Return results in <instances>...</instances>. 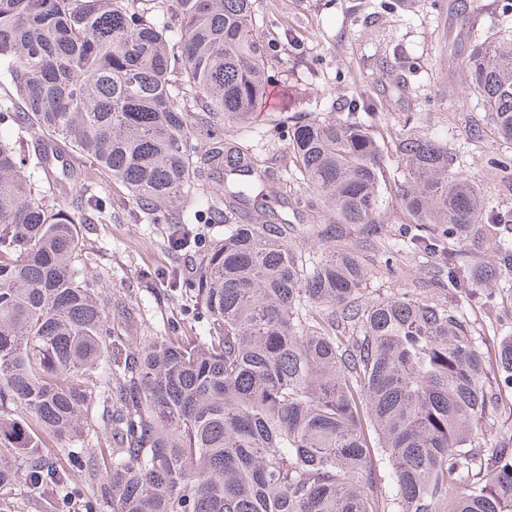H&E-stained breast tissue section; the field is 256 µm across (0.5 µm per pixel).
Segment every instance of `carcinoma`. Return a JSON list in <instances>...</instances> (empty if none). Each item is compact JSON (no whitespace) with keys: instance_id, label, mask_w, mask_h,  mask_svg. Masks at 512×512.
<instances>
[{"instance_id":"carcinoma-1","label":"carcinoma","mask_w":512,"mask_h":512,"mask_svg":"<svg viewBox=\"0 0 512 512\" xmlns=\"http://www.w3.org/2000/svg\"><path fill=\"white\" fill-rule=\"evenodd\" d=\"M254 0H0V125L25 120L40 137L27 157L0 139V491L23 479L62 500L96 487L111 512H512V440L483 443L504 389L512 337L489 374L467 312L479 304L454 242L485 234L484 275L512 271V209H489L460 178L457 157L403 135L393 180L409 216L395 247L440 259L433 282L452 307L404 292L360 301L370 271L346 230L377 238L388 162L365 121L295 123V168L260 165L224 124L252 119L266 96ZM469 94L498 137L512 141V26L489 25L472 46ZM207 132L201 152L198 132ZM124 184L157 220L177 204L207 206L224 242L203 255L194 290L199 336L144 341L112 358L136 315L88 276L82 225L60 206L69 170L34 179L56 145ZM223 175L224 196L205 185ZM281 181L293 209H330L308 233L339 243L310 261L288 245V219L250 206ZM102 399L110 462H85L83 416ZM61 441L75 469L43 450ZM396 494L375 491V452Z\"/></svg>"}]
</instances>
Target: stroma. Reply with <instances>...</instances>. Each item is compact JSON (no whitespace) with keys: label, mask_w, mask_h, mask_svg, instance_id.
<instances>
[{"label":"stroma","mask_w":512,"mask_h":512,"mask_svg":"<svg viewBox=\"0 0 512 512\" xmlns=\"http://www.w3.org/2000/svg\"><path fill=\"white\" fill-rule=\"evenodd\" d=\"M510 4L467 0L466 10L460 11L453 0H254L269 93L248 128L229 123L224 135L245 140L261 164L290 171L292 124L300 118H346L350 100L362 96L373 105L366 119L391 169L402 167L396 151L399 133L432 137L460 155V176L480 189L491 206L511 209L512 196L503 195L501 185L512 178V143L489 128L481 138L469 136L464 116L473 102L463 65L481 34V21L501 17ZM71 163L85 174L72 199H80L88 186L112 202L111 220L86 227L93 259L89 272L135 308L137 320L126 328L130 341H138L147 329L168 335L175 324L181 335H200L192 290L168 287L173 272L187 283L197 275V255L168 248L180 227L177 207L159 205L161 222L144 223L121 183L108 181L79 158ZM361 256L371 270L361 292L368 301L422 288L443 272L437 259L409 250L387 260L380 249L365 247ZM478 296L483 301L478 319L499 326L498 335L480 338L492 362L499 336L512 335V292L491 283L479 288ZM94 498L92 488L82 486L61 502L20 481L0 493V512H88Z\"/></svg>","instance_id":"35a3bbf8"}]
</instances>
